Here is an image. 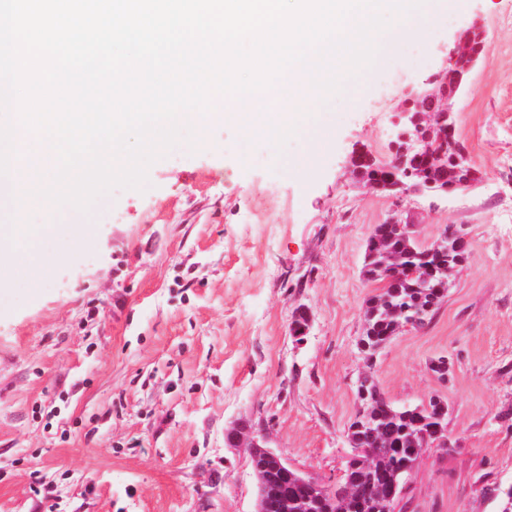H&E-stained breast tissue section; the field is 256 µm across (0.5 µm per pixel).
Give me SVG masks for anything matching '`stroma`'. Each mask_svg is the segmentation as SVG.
Segmentation results:
<instances>
[{
    "instance_id": "1",
    "label": "stroma",
    "mask_w": 512,
    "mask_h": 512,
    "mask_svg": "<svg viewBox=\"0 0 512 512\" xmlns=\"http://www.w3.org/2000/svg\"><path fill=\"white\" fill-rule=\"evenodd\" d=\"M430 5L353 99L321 106L309 159L298 138L278 148L212 123L151 165L145 191L100 198L87 238L47 242L37 287L0 290V512H254L249 454L224 442L239 421L335 487L368 369L393 406L447 407L449 447L426 449L403 512H498L490 488L512 485V0ZM478 16L483 61L456 128L481 183L403 198L361 187L353 150L387 153L403 91ZM395 213L423 246L463 230L469 254L432 321L368 363L375 286L360 270ZM300 307L312 323L298 346Z\"/></svg>"
}]
</instances>
